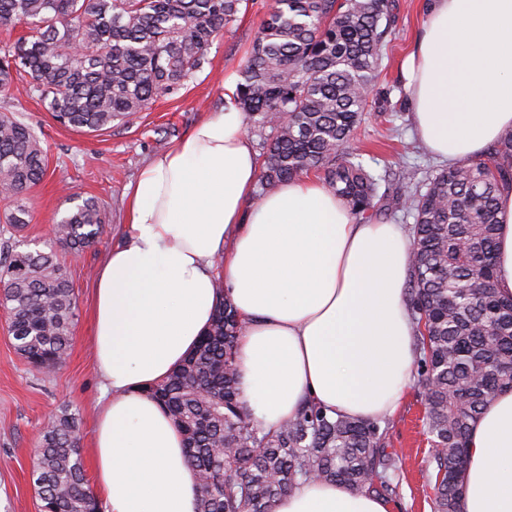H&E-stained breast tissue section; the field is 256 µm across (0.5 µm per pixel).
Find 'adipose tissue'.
I'll list each match as a JSON object with an SVG mask.
<instances>
[{"instance_id": "1", "label": "adipose tissue", "mask_w": 512, "mask_h": 512, "mask_svg": "<svg viewBox=\"0 0 512 512\" xmlns=\"http://www.w3.org/2000/svg\"><path fill=\"white\" fill-rule=\"evenodd\" d=\"M402 74L417 134L454 166L512 128V0H430ZM224 79L225 106L147 163L130 187L124 239L96 274L102 392L93 435L105 512H197L184 437L145 387L209 328L218 299L244 321L242 399L277 429L303 406L365 421L391 415L410 383L415 326L404 304L411 237L356 219L307 175L257 196L260 164ZM496 284L512 298V187L498 198ZM272 512H390L375 495L308 481ZM461 512H512V392L469 433Z\"/></svg>"}]
</instances>
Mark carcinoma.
I'll use <instances>...</instances> for the list:
<instances>
[{
  "label": "carcinoma",
  "mask_w": 512,
  "mask_h": 512,
  "mask_svg": "<svg viewBox=\"0 0 512 512\" xmlns=\"http://www.w3.org/2000/svg\"><path fill=\"white\" fill-rule=\"evenodd\" d=\"M245 0H0V28L27 33L0 44V95L16 83L60 125L93 133L129 122L172 94L207 62L213 41ZM391 0H277L240 68L236 104L262 138L257 197L311 171L354 216L382 213L389 174L352 147L373 100ZM46 151L31 127L0 112V196L27 223L22 196L44 178ZM397 208L414 219L404 299L416 324V387L435 479L434 512H460L471 423L495 395L512 391V299L495 286L497 197L512 185V129L486 157L417 178L403 165ZM105 217L84 200L54 228L47 250L0 244V307L16 350L40 374L66 363L77 303L54 245L78 256ZM243 323L225 300L195 350L146 393L184 436L198 512H270L309 481L338 482L387 498L399 456L381 421L335 417L310 404L262 431L241 398L235 354ZM76 414L53 413L32 468L52 512H100L85 477Z\"/></svg>",
  "instance_id": "cac0c4a2"
}]
</instances>
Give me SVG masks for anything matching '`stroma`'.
I'll return each instance as SVG.
<instances>
[{
    "label": "stroma",
    "instance_id": "obj_1",
    "mask_svg": "<svg viewBox=\"0 0 512 512\" xmlns=\"http://www.w3.org/2000/svg\"><path fill=\"white\" fill-rule=\"evenodd\" d=\"M272 0H248L231 31L220 34L208 51L203 69L178 93L158 99L128 123L111 129L79 133L57 124L42 104L26 92L15 91L5 107L31 125L47 151L43 181L29 190L23 203L29 224L0 231L34 248L53 239L57 221L75 199H94L106 216L98 242L78 258L60 253L73 285L78 320L73 328L65 366L50 376L37 374L16 352L0 312V512H39L40 500L32 481L38 431L46 417L66 406L81 419L84 464L89 449L101 381L92 348L90 300L96 271L127 224L126 188L152 158L169 149L198 121L224 104V78L236 72L252 45ZM428 0H394V23L385 41L378 78L381 111H370L356 132L354 147L373 154L380 166L396 168L410 160L421 175L441 167L420 145L412 124V105L403 87L401 64L421 31ZM397 115L385 121V110ZM423 405L414 387L404 389L397 411L390 416L386 440L401 458L397 489L389 503L393 512H433L430 446L422 433Z\"/></svg>",
    "mask_w": 512,
    "mask_h": 512
}]
</instances>
